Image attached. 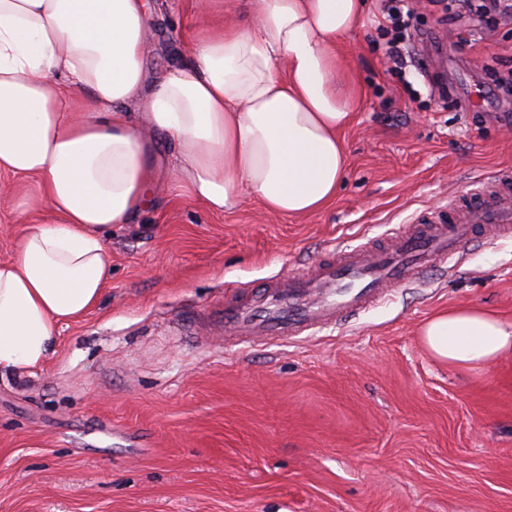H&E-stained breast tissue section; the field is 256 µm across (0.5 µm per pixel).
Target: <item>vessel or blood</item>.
Instances as JSON below:
<instances>
[{
  "mask_svg": "<svg viewBox=\"0 0 512 512\" xmlns=\"http://www.w3.org/2000/svg\"><path fill=\"white\" fill-rule=\"evenodd\" d=\"M476 194L474 203L454 198L438 211L420 212L383 246L332 250L303 273L275 277L262 302L224 304L217 319L226 346L247 350L311 335L417 282L427 268L461 263L462 247L478 227L512 235V170L481 183Z\"/></svg>",
  "mask_w": 512,
  "mask_h": 512,
  "instance_id": "obj_1",
  "label": "vessel or blood"
}]
</instances>
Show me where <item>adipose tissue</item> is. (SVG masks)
Instances as JSON below:
<instances>
[{
  "mask_svg": "<svg viewBox=\"0 0 512 512\" xmlns=\"http://www.w3.org/2000/svg\"><path fill=\"white\" fill-rule=\"evenodd\" d=\"M364 8L253 0L151 85L146 0H0V172L34 178L31 207L53 213L0 261V372L43 364L59 327L101 299L107 234L138 218L156 183L144 128L176 142L170 179L211 211L246 195L280 215L322 211L346 173L339 134L358 100L338 46ZM420 336L457 368L512 350V323L475 307L432 316Z\"/></svg>",
  "mask_w": 512,
  "mask_h": 512,
  "instance_id": "adipose-tissue-1",
  "label": "adipose tissue"
}]
</instances>
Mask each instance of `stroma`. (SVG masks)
Returning a JSON list of instances; mask_svg holds the SVG:
<instances>
[{
  "label": "stroma",
  "instance_id": "stroma-1",
  "mask_svg": "<svg viewBox=\"0 0 512 512\" xmlns=\"http://www.w3.org/2000/svg\"><path fill=\"white\" fill-rule=\"evenodd\" d=\"M150 3L151 83L251 6ZM366 7L340 46L361 97L341 133L349 168L323 211L276 215L247 198L211 212L168 181L176 147L153 133V204L109 234L100 303L59 328L41 366L0 375V512H512V352L452 368L419 336L450 307L512 323V236L480 229L455 271L433 268L300 342L234 352L207 318L512 168V99L482 69L512 61V24L467 30L419 0L400 80L375 44L380 0ZM35 193L0 174V260L23 225L47 219L23 207Z\"/></svg>",
  "mask_w": 512,
  "mask_h": 512
}]
</instances>
